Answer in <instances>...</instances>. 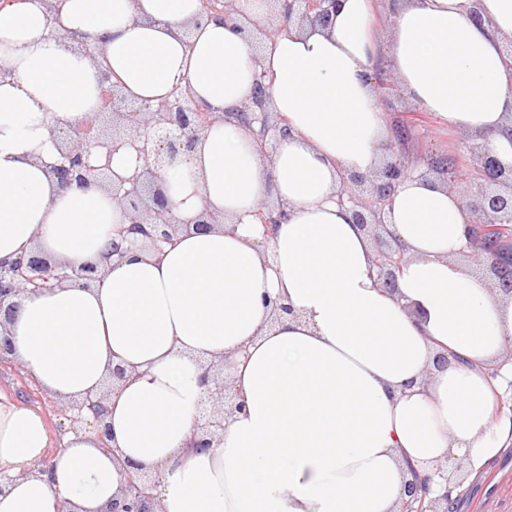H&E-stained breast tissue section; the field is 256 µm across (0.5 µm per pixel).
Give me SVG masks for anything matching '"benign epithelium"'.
I'll return each mask as SVG.
<instances>
[{"instance_id": "7a95c632", "label": "benign epithelium", "mask_w": 512, "mask_h": 512, "mask_svg": "<svg viewBox=\"0 0 512 512\" xmlns=\"http://www.w3.org/2000/svg\"><path fill=\"white\" fill-rule=\"evenodd\" d=\"M272 7L262 21L253 23L257 45L250 49L258 54L264 45L275 41L280 32L295 23L328 25L336 12L337 0H271ZM203 14L222 16L233 21L240 15L239 0H203ZM68 50L78 49L96 59L98 48L90 35L82 32L52 30ZM257 91L251 101L240 109L244 120L241 130L256 140L260 153L274 155L281 137L288 131L284 118H271L266 107L265 74L257 78ZM112 119V132L103 129L104 117ZM212 121L193 96L183 90L175 98L147 105L129 100L118 84H111L106 105L100 111L72 123L55 120L48 127L49 139L58 152L59 161L51 173L62 190L97 187L110 193L112 201L121 207L128 226L117 231L107 244V254L121 256L126 251L149 247L160 251L174 241L182 231H207L224 218L203 212L180 220L161 184L166 174L178 162V157L194 148ZM122 148L135 152L138 162L132 175L120 176L112 171V155ZM470 170L479 181L458 170L450 183L460 189L465 206L473 215L476 229L474 255L489 265L495 276L496 289L512 297V255H504L494 242L482 237L481 229L490 223H512V167H506L491 153L485 142L465 140ZM385 159L378 172L365 177L345 174L341 178L338 202L349 204L353 223L367 229L377 244L374 265L382 284L396 288V272L404 262V252L393 239L385 221L390 194L400 181L413 173L403 148L402 135L384 147ZM256 214L265 216L262 226L270 237L278 224L288 218V206L283 201L262 198ZM97 280V269L90 266L73 268L52 261L38 250L9 263L0 262V325L11 319L19 309L21 299L46 288L68 281L85 284ZM198 383L206 388L210 406L195 419L190 447L210 448L224 434V420L243 408L235 392L224 380V363L200 365ZM108 391L88 395L82 401L63 406L59 411L69 414L70 430L78 432L84 425L93 427L100 436L109 437L104 418ZM445 490L432 495L429 476H415L405 486V499L399 512H448V496L453 473L448 466L438 468ZM153 480L149 472L129 465L121 494L112 499L105 512H161L159 499L152 493Z\"/></svg>"}]
</instances>
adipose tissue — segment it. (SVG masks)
Instances as JSON below:
<instances>
[{
	"instance_id": "ef3b65f1",
	"label": "adipose tissue",
	"mask_w": 512,
	"mask_h": 512,
	"mask_svg": "<svg viewBox=\"0 0 512 512\" xmlns=\"http://www.w3.org/2000/svg\"><path fill=\"white\" fill-rule=\"evenodd\" d=\"M267 5L244 0L235 28L203 17L201 0H59L55 15L13 0L0 14V261L37 248L102 274L24 298L5 325L11 354L60 402L126 371L106 403L112 444L71 434L49 474L31 469L53 442L44 416L0 394L12 478L0 512H103L130 461L153 473L163 512H398L412 474L450 459L471 483L512 447L490 375L512 378V300L460 260L473 218L459 193L418 174L396 186L388 225L405 261L392 290L337 201L342 174L374 175L392 137L378 70L512 166V0H386L384 42L374 0H340L328 26L290 27L257 56ZM56 23L96 37L129 99L178 86L214 113L163 191L176 217L223 225L104 258L123 211L97 188L60 191L50 172L51 122L100 107L99 67L51 37ZM260 69L289 128L270 159L232 116ZM269 194L289 218L267 240L255 208ZM269 297L289 313L273 318ZM221 358L244 408L212 447H189L199 364Z\"/></svg>"
}]
</instances>
